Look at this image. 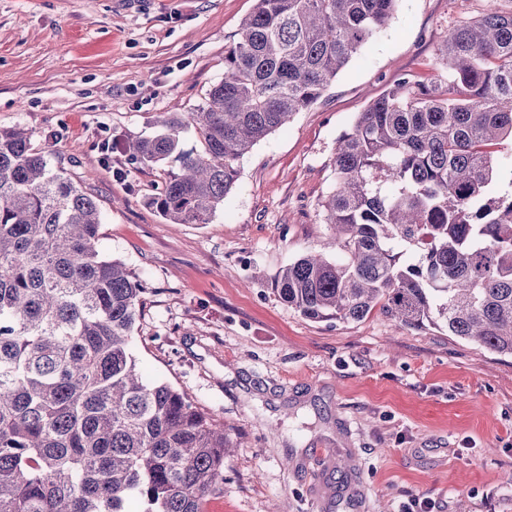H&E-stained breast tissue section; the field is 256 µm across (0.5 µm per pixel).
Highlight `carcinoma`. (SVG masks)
I'll return each mask as SVG.
<instances>
[{"mask_svg":"<svg viewBox=\"0 0 512 512\" xmlns=\"http://www.w3.org/2000/svg\"><path fill=\"white\" fill-rule=\"evenodd\" d=\"M400 0H256L204 104L126 143L170 167L152 198L173 224H208L257 142L315 105L389 25ZM443 75L397 79L337 140L319 202L336 257L276 280L318 321L379 309L512 356V191L492 196L512 140V10L445 34ZM193 128L199 147L186 150ZM97 199L0 129V512H204L234 443L224 422L132 353L141 284L100 253Z\"/></svg>","mask_w":512,"mask_h":512,"instance_id":"cac0c4a2","label":"carcinoma"}]
</instances>
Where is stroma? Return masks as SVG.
I'll use <instances>...</instances> for the list:
<instances>
[{
  "mask_svg": "<svg viewBox=\"0 0 512 512\" xmlns=\"http://www.w3.org/2000/svg\"><path fill=\"white\" fill-rule=\"evenodd\" d=\"M255 0H0V127L21 126L102 209L98 247L140 282L132 349L237 445L206 512H512V358L431 325L313 321L280 271L320 249L338 137L401 77L440 72L448 29L489 0H401L317 104L240 163L223 211L173 224L164 167L120 142L190 112ZM117 142L104 151L105 141Z\"/></svg>",
  "mask_w": 512,
  "mask_h": 512,
  "instance_id": "35a3bbf8",
  "label": "stroma"
}]
</instances>
